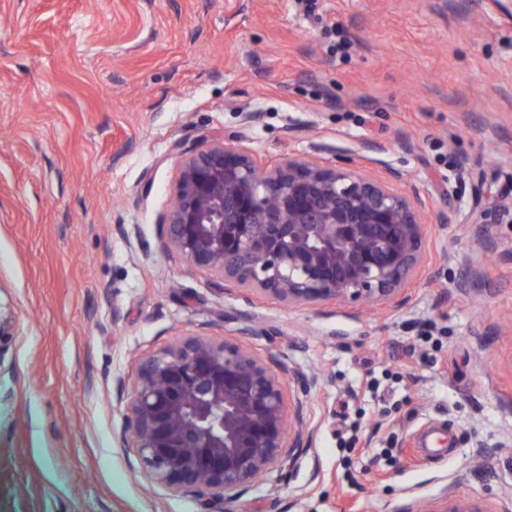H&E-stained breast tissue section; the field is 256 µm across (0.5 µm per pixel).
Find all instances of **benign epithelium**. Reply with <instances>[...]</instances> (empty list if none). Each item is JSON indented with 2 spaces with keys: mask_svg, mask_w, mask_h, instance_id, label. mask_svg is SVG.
Instances as JSON below:
<instances>
[{
  "mask_svg": "<svg viewBox=\"0 0 512 512\" xmlns=\"http://www.w3.org/2000/svg\"><path fill=\"white\" fill-rule=\"evenodd\" d=\"M160 246L209 276L218 294L245 290L286 305L398 307L424 272L427 236L413 201L388 179L319 159L267 165L236 140L180 147ZM476 266L492 243L487 210L472 212ZM317 376L262 359L238 342L190 333L142 357L132 387L118 382L123 438L141 477L171 495L231 502L307 448L303 400L287 409L284 380ZM425 512H512L443 492Z\"/></svg>",
  "mask_w": 512,
  "mask_h": 512,
  "instance_id": "1",
  "label": "benign epithelium"
}]
</instances>
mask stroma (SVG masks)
Listing matches in <instances>:
<instances>
[{
  "label": "stroma",
  "mask_w": 512,
  "mask_h": 512,
  "mask_svg": "<svg viewBox=\"0 0 512 512\" xmlns=\"http://www.w3.org/2000/svg\"><path fill=\"white\" fill-rule=\"evenodd\" d=\"M232 135L270 163L392 170L430 201L407 304L222 296L162 251L177 143ZM502 194L512 0H0V307L17 315L0 335V512H222L143 481L113 402L188 332L320 378L288 389L311 446L231 512L512 503V221L476 275L462 264L466 214ZM430 426L453 455H414ZM403 512H509L511 507L494 510L488 502L482 498L458 497L452 491L443 492L438 498L431 501L425 509H421L416 503L408 504Z\"/></svg>",
  "instance_id": "1"
}]
</instances>
